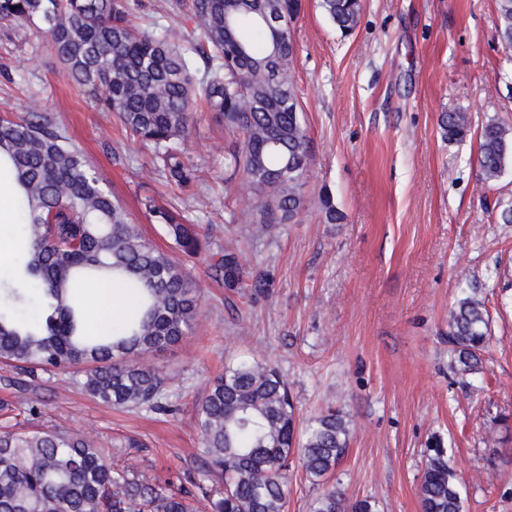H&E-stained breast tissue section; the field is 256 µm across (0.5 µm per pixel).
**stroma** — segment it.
Here are the masks:
<instances>
[{
  "label": "stroma",
  "instance_id": "stroma-1",
  "mask_svg": "<svg viewBox=\"0 0 512 512\" xmlns=\"http://www.w3.org/2000/svg\"><path fill=\"white\" fill-rule=\"evenodd\" d=\"M176 0H129L139 28L166 17L187 37L195 24ZM495 0H363L342 37L320 0H304L290 27L292 74L304 106L313 162L299 223L271 230L244 220L248 190L228 180L230 142L215 113L197 109L185 154L197 170L169 183L148 146L75 88L35 27L0 28V116L41 112L65 130L161 249L170 241L145 201L199 225L211 251L237 248L267 293L224 286L206 257L183 264L201 316L195 330L149 355L169 381L158 409L100 403L68 374L37 377L0 367V425L36 404L37 425L86 435L113 466L160 481L197 474L195 403L225 364L264 360L287 381L299 418L327 407L350 420L348 451L321 482L288 475L287 512H310L326 489L374 497L379 512H419L417 484L430 437L447 450L464 512H512V169L485 180L478 135L490 119L512 127V47L497 35ZM467 113L470 133L444 138L443 113ZM328 189L343 218L326 223ZM487 299L491 340L480 373L448 369V309L462 286Z\"/></svg>",
  "mask_w": 512,
  "mask_h": 512
}]
</instances>
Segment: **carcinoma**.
I'll use <instances>...</instances> for the list:
<instances>
[{
  "label": "carcinoma",
  "mask_w": 512,
  "mask_h": 512,
  "mask_svg": "<svg viewBox=\"0 0 512 512\" xmlns=\"http://www.w3.org/2000/svg\"><path fill=\"white\" fill-rule=\"evenodd\" d=\"M342 34L351 33L362 0H321ZM199 30L189 42L172 25L132 27L125 0H0V27L44 25L73 84L87 92L131 134L152 148L166 178H193L183 160L192 112L203 103L241 139L224 166L250 190L246 220L269 230L305 208L303 187L313 161L303 108L291 73L297 49L289 26L265 17L299 14L301 0H189ZM497 33L512 45V0H496ZM204 69L197 68V60ZM463 112L440 116L450 139L468 131ZM0 156L21 189L20 222L11 232L24 247L18 274L0 293V363L51 372L72 371L73 384L92 398L123 408L156 409L167 377L146 355L181 342L199 318L194 284L170 251L152 245L81 150L40 112L0 118ZM483 178L495 181L512 166V129L491 119L479 135ZM318 203L329 223L341 219L330 194ZM164 226L171 251L193 258L204 244L199 226L167 209H149ZM228 288L261 292L267 281L246 269L232 249L211 254ZM131 288L136 313L107 335L87 331L76 289L87 281ZM491 338L486 299L460 289L448 309L449 370L478 372ZM205 478L174 489L146 474L112 468L93 441L55 427L0 429V512H285L287 473L298 463L319 481L334 471L350 441L349 419L329 407L299 425L289 387L266 362L224 366L197 402ZM420 512H464V501L440 441L426 457L417 486ZM311 512H378L371 497L350 501L334 486Z\"/></svg>",
  "instance_id": "cac0c4a2"
}]
</instances>
